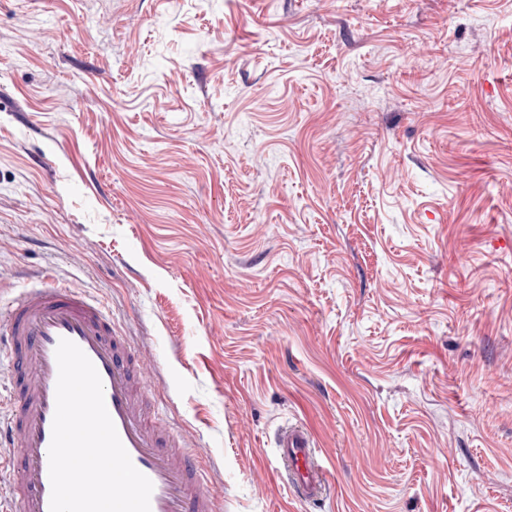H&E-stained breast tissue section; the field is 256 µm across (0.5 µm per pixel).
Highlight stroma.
I'll use <instances>...</instances> for the list:
<instances>
[{"mask_svg": "<svg viewBox=\"0 0 512 512\" xmlns=\"http://www.w3.org/2000/svg\"><path fill=\"white\" fill-rule=\"evenodd\" d=\"M46 270L223 512H512V0H0V295ZM275 447L294 495L306 502L319 500L324 478L316 464L317 449L308 430L301 426L280 429Z\"/></svg>", "mask_w": 512, "mask_h": 512, "instance_id": "1", "label": "stroma"}]
</instances>
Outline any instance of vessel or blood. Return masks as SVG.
Returning a JSON list of instances; mask_svg holds the SVG:
<instances>
[{
	"mask_svg": "<svg viewBox=\"0 0 512 512\" xmlns=\"http://www.w3.org/2000/svg\"><path fill=\"white\" fill-rule=\"evenodd\" d=\"M16 369L15 385L0 412L17 456L6 512H50L49 447L56 408L60 340L75 343L95 366L106 409L134 467L152 483L150 512H219L220 497L198 454L160 415L142 375L145 355L118 333L107 304L56 282L18 289L0 298ZM308 430H279L276 456L294 495L319 500L323 474Z\"/></svg>",
	"mask_w": 512,
	"mask_h": 512,
	"instance_id": "obj_1",
	"label": "vessel or blood"
}]
</instances>
